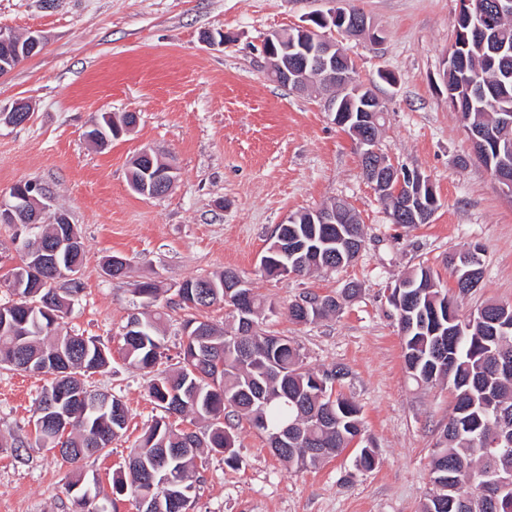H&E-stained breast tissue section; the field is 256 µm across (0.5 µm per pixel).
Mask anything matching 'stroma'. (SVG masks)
I'll list each match as a JSON object with an SVG mask.
<instances>
[{
    "label": "stroma",
    "instance_id": "obj_1",
    "mask_svg": "<svg viewBox=\"0 0 512 512\" xmlns=\"http://www.w3.org/2000/svg\"><path fill=\"white\" fill-rule=\"evenodd\" d=\"M371 20L373 35L345 40L357 80L384 111L377 147L396 165L427 176L440 206L432 221L391 223L385 201L362 174L352 136L320 97L283 86L267 73L262 46L274 32L308 24L328 0H0V29L37 32L45 48L0 76V111L32 106L21 125L0 118V201L20 181L40 185L76 224L84 244L81 291L63 322L99 338L112 362L91 388L120 398L126 432L78 463L37 443L35 409L50 377L0 368V512H73L65 492L75 471L111 491L136 441L163 411L148 396L151 377L130 367L120 336L143 311L137 284L154 281L165 350L174 369L187 318L232 330L229 307L189 312L176 290L186 279L236 270L273 312L263 329L299 345L315 371L344 369L338 388L361 410L377 465L353 467L355 449L299 470L273 455L246 421L233 433L239 461L204 452L189 512H420L432 490L430 460L454 405L448 383L418 386L406 371L393 309L395 281L430 267L448 293L456 281L448 253L480 244L483 278L457 300L460 315L490 301L512 303V199L472 155L443 82L455 42L459 0H344ZM229 35L221 45L204 35ZM136 113L129 133L106 148L88 127L109 114ZM153 148L176 168L173 189L151 198L129 187L136 155ZM345 199L364 227L358 258L333 272L269 279L260 260L289 216ZM118 255L124 277L106 274ZM358 292L338 314L295 324L288 305L311 292Z\"/></svg>",
    "mask_w": 512,
    "mask_h": 512
}]
</instances>
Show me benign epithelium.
I'll list each match as a JSON object with an SVG mask.
<instances>
[{
	"label": "benign epithelium",
	"mask_w": 512,
	"mask_h": 512,
	"mask_svg": "<svg viewBox=\"0 0 512 512\" xmlns=\"http://www.w3.org/2000/svg\"><path fill=\"white\" fill-rule=\"evenodd\" d=\"M353 12L342 8H332L327 13H318L313 22L323 27L334 29L348 37L361 35L366 26L360 24L355 30H348L349 18ZM300 40H295L293 33H274L264 42V53L269 66L271 77L296 90L309 89L305 75L309 69L319 71L326 82L339 84L345 99L360 98L361 104L356 113L345 111L343 104L339 103L340 96L333 94L325 98V111L333 114L337 126L346 129L359 139L361 159L378 158L371 172V180L376 182L381 193L386 197L398 199L403 205L415 208L416 212L425 213L436 207V194L431 181L416 172H405L387 157L381 155L371 141L362 139L361 130L372 124H378L381 117V103L378 97L370 93L366 87L359 84L355 78L348 55L336 42L319 34L314 25H305L298 28ZM0 47L4 55L0 56V75L9 73L23 60L41 52L44 41L41 35L31 33L19 38L10 32L0 30ZM31 117L30 105L25 101H17L7 113L8 121L12 123H25ZM137 116L127 115L123 126L112 124L111 134L122 135V128H130L136 123ZM109 134V135H111ZM109 135L104 129L94 124L85 132V138L92 143L102 144L109 141ZM139 162L146 164L148 177L139 184L132 185V189L148 197L157 196V189L169 191L175 183V169L165 161L162 156L151 148L142 150L137 156ZM494 179L505 187L512 188V156L501 158L499 167L493 172ZM12 197L14 203L6 205L0 203V223L16 226V242L27 249L29 228L33 224H41L47 218L59 224H65L68 219L65 214L56 211L50 212L49 197L36 185L28 182H19L13 186ZM248 283L242 279L224 282L225 294L233 296L236 302L235 309L239 311L241 324L244 327L252 326L248 318L246 299L250 293L246 291ZM479 489L486 495L497 496L512 490V476L501 477L496 472H480L475 476Z\"/></svg>",
	"instance_id": "1"
}]
</instances>
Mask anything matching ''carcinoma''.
<instances>
[{
  "label": "carcinoma",
  "instance_id": "obj_1",
  "mask_svg": "<svg viewBox=\"0 0 512 512\" xmlns=\"http://www.w3.org/2000/svg\"><path fill=\"white\" fill-rule=\"evenodd\" d=\"M456 39L469 43L467 62L458 65L448 77V91L457 97L461 111L470 121L493 135L476 159L484 167H495L497 149L512 145V126H499L495 102L512 104V17L497 22L487 36L476 38L465 18L456 20ZM54 232L48 224L33 235L30 250L22 253L16 269L36 261L40 241ZM288 241L303 247L294 261L297 273L336 270L343 266L336 251L348 245L354 260L362 248L359 224L288 225ZM473 258L471 268L481 269L477 245L448 255L447 265L456 278L458 293L477 287L481 277L462 280L456 256ZM199 276L183 281L177 289L179 303L190 309L210 307L224 301V277ZM61 274L27 279L24 288L13 292L16 299L0 305V366L13 370L48 373L52 379L38 404L54 398L64 386H80L99 401L85 406L66 401L70 430L63 446V458L77 463L109 447L126 429L127 408L114 395L87 386L84 377L107 367L111 349L97 339L76 333H61L71 297L81 291L71 279V288L59 293L56 283ZM411 284V296L403 311H394L405 367L421 385L448 381L454 391V406L448 425L432 451V482L443 480L422 504L421 512H512V496L491 503L480 496L473 476L481 470L512 473V446L488 447L502 422L512 424V377L498 371V360L512 359V330L502 334L490 331L488 321L506 318L512 322V304L490 303L475 318L463 320L462 330L448 321V308L457 302L442 292L430 268L421 266L402 279ZM356 289L337 298L307 293L288 305L296 324H306L338 313ZM265 302L252 299L254 327L228 334L210 325L207 336L187 337L180 352V367L173 374L159 373L151 379L148 393L165 413L191 415L207 421L202 434L175 432L164 419L149 427L132 450L127 472L112 479V494H130L134 499L155 501L156 512H173L169 499L179 497L189 504L194 489L189 474L201 448L221 450L227 464L238 463L235 435L224 426L226 409L247 419L261 430L268 445L283 427H292L288 447L273 450L281 460L298 469H307L334 457L360 440L362 423L358 406L336 382L344 377L338 370L314 371L306 367L299 346L288 336H272L260 328L258 318ZM161 316L138 317L141 327L135 336H122L125 360L136 369L154 371L164 354V337L159 334ZM376 465L372 449L363 447L355 457L359 471ZM73 495L77 512H100L96 499L97 483L78 475L66 485Z\"/></svg>",
  "mask_w": 512,
  "mask_h": 512
}]
</instances>
